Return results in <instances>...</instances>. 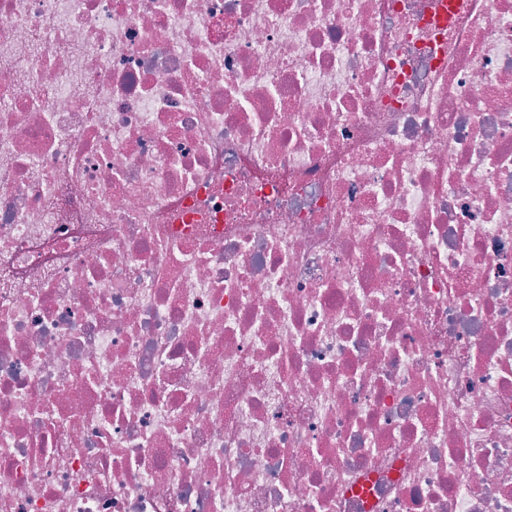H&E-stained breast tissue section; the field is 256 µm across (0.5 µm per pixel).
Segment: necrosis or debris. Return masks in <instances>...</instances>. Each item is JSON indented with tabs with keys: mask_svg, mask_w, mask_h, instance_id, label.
I'll return each instance as SVG.
<instances>
[{
	"mask_svg": "<svg viewBox=\"0 0 512 512\" xmlns=\"http://www.w3.org/2000/svg\"><path fill=\"white\" fill-rule=\"evenodd\" d=\"M0 0V512H512V0Z\"/></svg>",
	"mask_w": 512,
	"mask_h": 512,
	"instance_id": "obj_1",
	"label": "necrosis or debris"
}]
</instances>
